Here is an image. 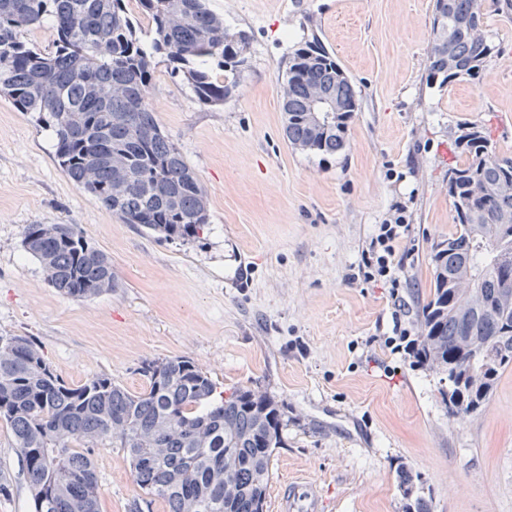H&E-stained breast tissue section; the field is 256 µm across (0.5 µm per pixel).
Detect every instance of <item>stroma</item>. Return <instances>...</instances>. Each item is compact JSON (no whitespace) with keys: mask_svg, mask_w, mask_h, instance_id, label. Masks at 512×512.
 Here are the masks:
<instances>
[{"mask_svg":"<svg viewBox=\"0 0 512 512\" xmlns=\"http://www.w3.org/2000/svg\"><path fill=\"white\" fill-rule=\"evenodd\" d=\"M434 0H209L247 37V63L220 105L200 103L157 58L149 88L163 132L207 191L200 238L165 240L123 223L69 180L36 113L0 100V334L26 336L66 383L98 375L142 391V366L191 358L224 392L262 389L282 405L266 512L290 481L319 512H403L397 470L418 473L431 512H512V367L484 412L448 416L444 384L388 349L395 302L416 329L431 246L453 232L448 169L461 122L512 154V13L490 7L492 58L474 79L426 82ZM318 38L358 98L344 151L293 149L281 85L293 44ZM410 254L399 293L349 276L392 205ZM74 224L108 255L117 286L60 295L22 249L25 225ZM100 512L142 497L122 449L99 442ZM0 512H34L10 428L0 421Z\"/></svg>","mask_w":512,"mask_h":512,"instance_id":"1","label":"stroma"}]
</instances>
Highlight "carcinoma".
<instances>
[{"label":"carcinoma","instance_id":"cac0c4a2","mask_svg":"<svg viewBox=\"0 0 512 512\" xmlns=\"http://www.w3.org/2000/svg\"><path fill=\"white\" fill-rule=\"evenodd\" d=\"M484 0H434L426 81L451 83L480 73L494 46L484 26ZM147 20L150 41L138 35ZM49 23L51 47L26 39ZM246 36L224 28L208 0H0V100L36 112L55 134L64 175L126 224L170 240L189 241L209 226L207 193L148 100L155 59L166 56L195 97L221 104L246 64ZM216 63L226 75L209 69ZM342 111L307 120L313 90ZM288 143L310 153L347 146L358 111L351 80L321 42L293 46L282 86ZM465 159L448 168L456 229L431 255L430 292L419 306L418 363L442 365L453 387L442 393L451 417L477 416L500 373L512 364V155L492 148L485 128L462 123L455 138ZM125 162L126 187L109 162ZM21 245L53 274L62 295L86 299L117 286L112 262L74 224H27ZM491 347L497 363L473 358L466 340ZM146 388L132 393L101 375L66 384L28 337L0 334V421L10 427L35 512H99L91 459L104 439L123 449L135 483L168 512H264L271 458L281 444V405L260 389L229 395L192 359L175 356L142 367ZM405 512H430L415 494L419 475L397 474Z\"/></svg>","mask_w":512,"mask_h":512}]
</instances>
